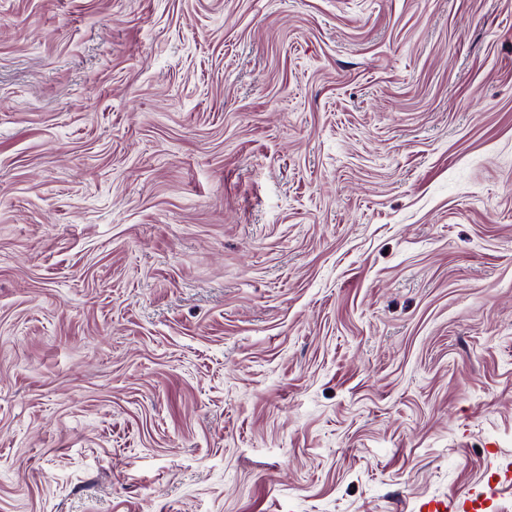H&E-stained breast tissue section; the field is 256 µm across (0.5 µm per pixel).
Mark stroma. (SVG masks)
Here are the masks:
<instances>
[{"label":"stroma","mask_w":512,"mask_h":512,"mask_svg":"<svg viewBox=\"0 0 512 512\" xmlns=\"http://www.w3.org/2000/svg\"><path fill=\"white\" fill-rule=\"evenodd\" d=\"M512 0H0V512H512ZM483 507L478 498H469L464 501L455 499L438 500L428 503L423 509L427 512H475Z\"/></svg>","instance_id":"stroma-1"}]
</instances>
